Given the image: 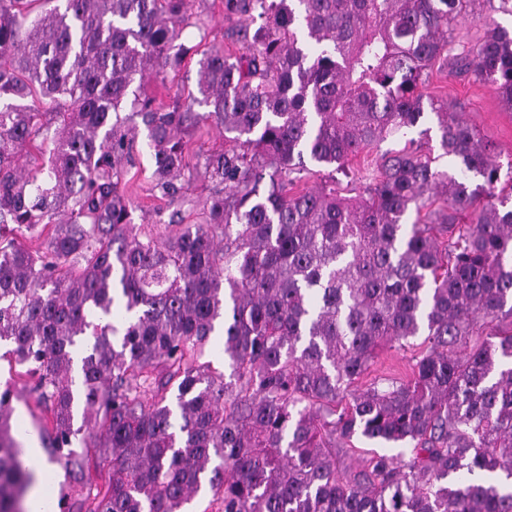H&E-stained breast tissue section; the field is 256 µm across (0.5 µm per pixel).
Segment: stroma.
Instances as JSON below:
<instances>
[{
	"mask_svg": "<svg viewBox=\"0 0 512 512\" xmlns=\"http://www.w3.org/2000/svg\"><path fill=\"white\" fill-rule=\"evenodd\" d=\"M490 21L508 27L512 25V15L500 12L493 0H469L453 24V34L457 40L477 42ZM423 91L432 97L448 98L477 137L487 145L492 158L504 167L512 164V111L504 108L489 86L471 76H449L435 69L427 77ZM403 144V138H388L380 147L354 158L350 163L351 172L346 176H334L327 168L310 166L309 170L299 173L296 184L301 189H313L333 178L340 184L351 181L356 188H363V174L373 169L382 152L401 148ZM124 170V192L135 208V224H151L156 233H164L171 207L167 199L152 190L153 162L145 138H138L133 160L125 164ZM424 349V339L420 336L412 338L409 345L403 347L381 348L367 373L356 381V390L365 389L375 380L409 379L415 359ZM10 382L15 385L11 400L12 433L25 443L38 441L40 429L50 425V414L37 404L30 391L33 381L26 376L24 367L4 358L0 360V390Z\"/></svg>",
	"mask_w": 512,
	"mask_h": 512,
	"instance_id": "1",
	"label": "stroma"
}]
</instances>
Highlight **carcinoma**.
Segmentation results:
<instances>
[{
    "instance_id": "obj_1",
    "label": "carcinoma",
    "mask_w": 512,
    "mask_h": 512,
    "mask_svg": "<svg viewBox=\"0 0 512 512\" xmlns=\"http://www.w3.org/2000/svg\"><path fill=\"white\" fill-rule=\"evenodd\" d=\"M202 4L0 0V343L38 376L49 462L87 488L60 512H186L201 491L212 512H512V331L482 328L512 317V207L472 128L420 90L451 59L512 110V29L456 41L464 0H224L233 56L181 41L190 17L208 27ZM196 55L198 95L159 107L133 90ZM125 110L171 201L190 130L224 131L195 168L212 185L201 216L173 211L161 241L133 233L120 188ZM427 112L439 156L385 154L363 196L288 190L305 161L345 174ZM34 152L47 163L29 167ZM37 227L41 251L6 235ZM218 326L227 374L199 364ZM423 328L408 380L351 390L380 347ZM12 396L0 512H26ZM357 435L409 460L375 451L343 472Z\"/></svg>"
}]
</instances>
